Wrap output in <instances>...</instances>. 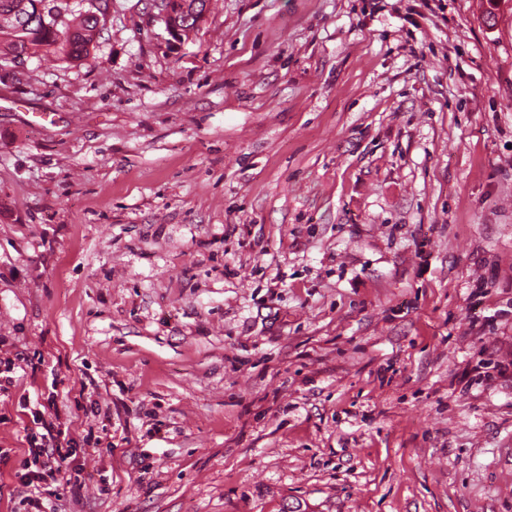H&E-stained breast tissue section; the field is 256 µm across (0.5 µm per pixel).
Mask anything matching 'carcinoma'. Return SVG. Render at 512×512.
Listing matches in <instances>:
<instances>
[{
    "label": "carcinoma",
    "mask_w": 512,
    "mask_h": 512,
    "mask_svg": "<svg viewBox=\"0 0 512 512\" xmlns=\"http://www.w3.org/2000/svg\"><path fill=\"white\" fill-rule=\"evenodd\" d=\"M34 0H0V54L21 57L29 52L52 53L72 65L83 64L95 48L96 20L77 5L59 3L66 22L51 31L35 13Z\"/></svg>",
    "instance_id": "obj_1"
}]
</instances>
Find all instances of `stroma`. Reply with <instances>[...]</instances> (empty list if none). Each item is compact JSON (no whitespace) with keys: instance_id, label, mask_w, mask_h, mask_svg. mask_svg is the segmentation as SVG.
I'll return each instance as SVG.
<instances>
[{"instance_id":"1","label":"stroma","mask_w":512,"mask_h":512,"mask_svg":"<svg viewBox=\"0 0 512 512\" xmlns=\"http://www.w3.org/2000/svg\"><path fill=\"white\" fill-rule=\"evenodd\" d=\"M0 512H512V0H112L0 67ZM95 402L98 415L73 399ZM190 0H159L156 5L159 8L158 16L161 21L164 22L166 31L172 37L182 33V28L186 29L187 32H191L190 28H186L187 24H190L195 20L194 27H200L205 20V13H199L194 10V6L191 10L188 8ZM181 18H184V24L181 25ZM37 421L40 423L35 424H40L47 433L31 431L26 436L29 447L27 454L32 457V465L35 469H31V465H29L21 471H17L15 478L21 487L30 491L31 496L28 495L27 498L31 507L35 509L34 511L45 512L41 495L54 493L49 489L50 486L58 481L57 476L66 470L74 460L72 451L62 450L65 447L62 446L58 437L64 435L63 441H65L66 448H77L79 444L74 437L69 433L65 434L64 431H57L56 437H54L52 434L54 424L47 422L44 413H40Z\"/></svg>"}]
</instances>
